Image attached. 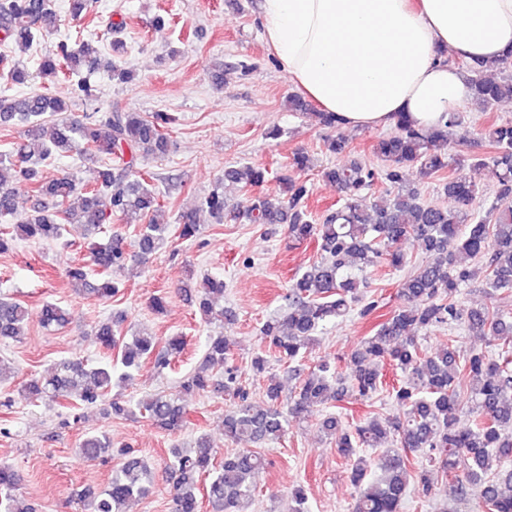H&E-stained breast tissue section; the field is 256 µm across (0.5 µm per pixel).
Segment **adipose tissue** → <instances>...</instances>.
I'll return each mask as SVG.
<instances>
[{
	"mask_svg": "<svg viewBox=\"0 0 512 512\" xmlns=\"http://www.w3.org/2000/svg\"><path fill=\"white\" fill-rule=\"evenodd\" d=\"M288 82L342 128L444 127L469 64L512 61V0H262Z\"/></svg>",
	"mask_w": 512,
	"mask_h": 512,
	"instance_id": "ef3b65f1",
	"label": "adipose tissue"
}]
</instances>
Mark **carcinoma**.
I'll list each match as a JSON object with an SVG mask.
<instances>
[{"label": "carcinoma", "instance_id": "obj_1", "mask_svg": "<svg viewBox=\"0 0 512 512\" xmlns=\"http://www.w3.org/2000/svg\"><path fill=\"white\" fill-rule=\"evenodd\" d=\"M56 28L51 0H0V30L5 40L29 48ZM84 68L89 72L102 68L121 83L130 79V71L104 57L94 42L84 40L75 46L59 44L56 52L41 58L38 74L69 79L81 75ZM489 69L484 63L471 66L475 102L488 106L512 99V75L488 78L485 72ZM0 75L12 85L35 79V74L6 54H0ZM68 111L63 100L47 91L23 97L0 94V124L21 127L19 139L0 151V217L15 214L17 187L24 186L38 197L37 206L13 230H0V253L11 251L19 238L57 240L67 224H81L91 234L112 223L114 216L136 224L138 234L132 243L116 231L105 242L91 244L97 278L90 279V269L79 263L64 271L76 290L86 288L97 299L110 300L120 292L112 272L147 264L168 242L170 224L163 219V205L147 178L129 179L132 161L126 156L147 159L166 154L170 141L165 129L175 118L164 112L148 119L139 112L116 111L76 120L65 116ZM461 127L457 113L450 116L448 126L428 133L398 124L394 134L374 146L375 154L391 162L385 179L402 184L403 168L410 164L419 165L425 176L447 169L448 130ZM462 139L483 141L491 148L487 156L474 157L473 163L475 168L488 170L496 182L486 219L471 213L476 188L462 177L450 176L443 184L444 194L452 201L448 207L420 202L413 189H401L385 202L366 206L363 193L374 184L377 173L357 160L322 171V177L342 191L343 203L328 211L320 224L308 219L310 187L299 176L282 179V197L267 195L246 206L229 207L224 185L251 188L266 181V169L249 164L224 170V178L199 206L178 214L177 232L182 240L197 236V215L205 210L218 224L240 219L264 224L267 233L284 231L314 244L320 253V261L293 279L279 311L260 327L265 349L252 357V372H265L270 351L288 365L303 361L315 336L354 310L377 324L373 335L365 337L351 354L347 378L319 361L303 373L294 395L285 400L281 382L272 377L264 388L263 407L250 401V392L233 367L224 370L223 383L214 382L210 370L227 362L230 348L223 336L209 337L202 361L181 388L186 392L224 391L233 400L224 414V435L242 447L219 465L205 436L188 453L170 449V512H198L197 480L202 476L209 478L206 493L212 512H249L256 497L254 475L266 465V459L250 445L282 439L289 419H301L330 401L372 400L383 387L386 364L401 372L391 392L395 404L403 409L401 415L369 416L352 431L342 428L334 414L321 422L338 452L354 458L349 475L356 490L354 512H400L411 480H416L423 493L431 492L428 473L432 469L454 477L456 498L475 500L479 512H512V469L505 467L512 459V316L489 305L463 312L454 299L457 289L479 272L484 274L487 295H512V122L466 130ZM73 153L96 167L92 182L72 174L46 173L48 161ZM409 237L424 246L429 260L400 282L403 305L382 320L378 301L365 298L360 289L369 287L370 269L383 262L394 268L406 262L399 244ZM222 299L224 279L203 277L194 303L207 322L232 317L216 308ZM28 318L24 306L1 296L0 341L19 339ZM38 320L45 330L55 331L69 324L71 314L47 301ZM124 322L125 316L117 313L98 325L95 336L102 349L117 351V361L125 371L116 376L112 365L98 367L76 356L63 362L59 370L29 381L25 398L59 403L76 397L84 404L100 406L105 418L129 412L110 396L112 379L133 380L131 370L151 356L157 369H165L182 352L184 341L173 336L159 352L152 336H136L126 343L119 338ZM457 322L476 336L497 340V354L483 350L462 354L452 338L435 352L419 345V332ZM461 377L470 383L471 420L466 423L457 389ZM136 408L142 417L168 431L181 429L187 420L186 408L165 395L149 396ZM81 454L87 459L112 455L110 437L104 431L86 437ZM119 455L122 462L112 471L107 487L99 493L90 489L81 493L91 512H124L131 500L148 495L154 483L152 470L133 450L123 447ZM17 485V473L0 466V503L5 512H35L14 494Z\"/></svg>", "mask_w": 512, "mask_h": 512}]
</instances>
